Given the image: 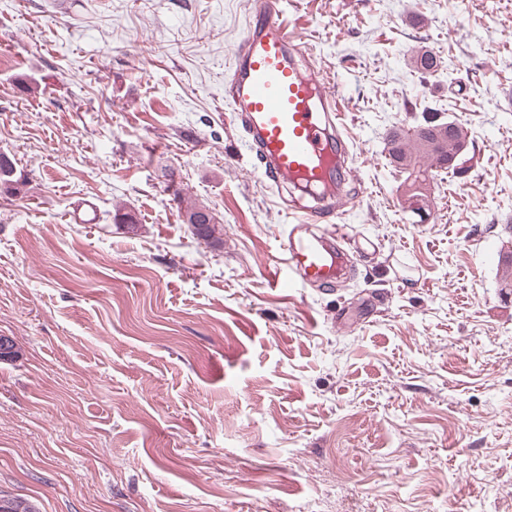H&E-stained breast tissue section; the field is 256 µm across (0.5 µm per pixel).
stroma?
<instances>
[{
	"label": "stroma",
	"mask_w": 512,
	"mask_h": 512,
	"mask_svg": "<svg viewBox=\"0 0 512 512\" xmlns=\"http://www.w3.org/2000/svg\"><path fill=\"white\" fill-rule=\"evenodd\" d=\"M252 2L0 0V152L29 177L0 196V490L40 512H512V292L486 259L512 247V0H288L352 135L332 291L268 282L300 193L224 98ZM430 111L469 161L435 171L422 221L386 144ZM200 214L206 217V222L199 226L189 225L191 233L196 236L198 240L204 241L206 244H219L221 238L216 235L220 234L219 225L216 224V218L209 207L196 204L186 206L184 224H195L194 219Z\"/></svg>",
	"instance_id": "1"
}]
</instances>
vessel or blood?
Wrapping results in <instances>:
<instances>
[{"label":"vessel or blood","instance_id":"1","mask_svg":"<svg viewBox=\"0 0 512 512\" xmlns=\"http://www.w3.org/2000/svg\"><path fill=\"white\" fill-rule=\"evenodd\" d=\"M283 0H255L245 32L224 80L232 104L273 187L297 181L320 186L339 178L348 152L339 103L322 79L300 64L304 51L282 17ZM324 201L290 206L297 220L280 244L283 264L270 275L273 287L289 282L322 289L341 283L348 237L344 224H328Z\"/></svg>","mask_w":512,"mask_h":512}]
</instances>
